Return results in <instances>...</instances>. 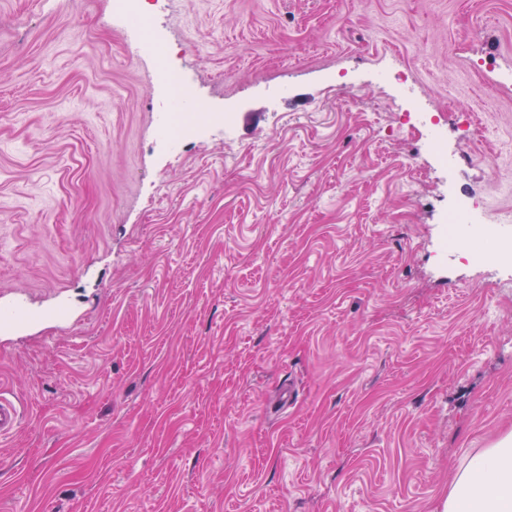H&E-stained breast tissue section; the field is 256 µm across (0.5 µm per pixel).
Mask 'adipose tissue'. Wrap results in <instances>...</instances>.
I'll return each mask as SVG.
<instances>
[{"mask_svg": "<svg viewBox=\"0 0 512 512\" xmlns=\"http://www.w3.org/2000/svg\"><path fill=\"white\" fill-rule=\"evenodd\" d=\"M442 512H512V434L469 456L448 486Z\"/></svg>", "mask_w": 512, "mask_h": 512, "instance_id": "adipose-tissue-1", "label": "adipose tissue"}]
</instances>
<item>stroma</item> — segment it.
Returning a JSON list of instances; mask_svg holds the SVG:
<instances>
[{
    "label": "stroma",
    "instance_id": "obj_1",
    "mask_svg": "<svg viewBox=\"0 0 512 512\" xmlns=\"http://www.w3.org/2000/svg\"><path fill=\"white\" fill-rule=\"evenodd\" d=\"M154 28L235 114L176 153L111 0H0V303L37 313L0 332V512H442L512 432V267L443 251L455 196L512 243V0H170ZM413 109L454 167L386 138ZM21 420L16 404L0 393V438L11 435Z\"/></svg>",
    "mask_w": 512,
    "mask_h": 512
}]
</instances>
